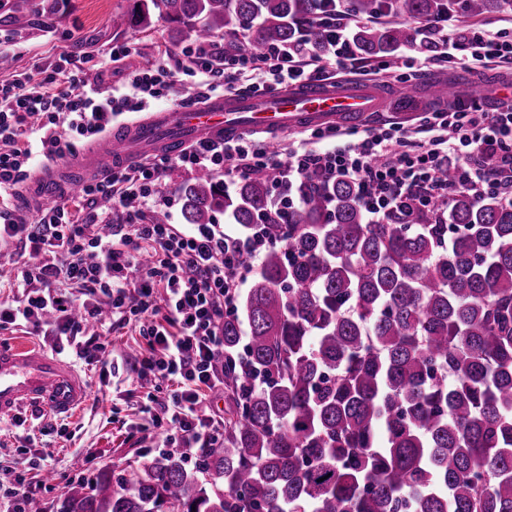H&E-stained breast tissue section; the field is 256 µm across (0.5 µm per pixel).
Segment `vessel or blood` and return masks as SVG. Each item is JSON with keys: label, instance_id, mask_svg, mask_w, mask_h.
Masks as SVG:
<instances>
[{"label": "vessel or blood", "instance_id": "b4317fda", "mask_svg": "<svg viewBox=\"0 0 512 512\" xmlns=\"http://www.w3.org/2000/svg\"><path fill=\"white\" fill-rule=\"evenodd\" d=\"M388 109V99L373 88L321 81L268 95L230 94L173 112H153L134 124L113 127L105 139L111 145L110 160L126 165L158 147L174 155L203 138H233L250 130L278 131L301 123L331 126L342 115L379 116ZM86 397L83 379L56 355L0 343V417L24 408L68 416Z\"/></svg>", "mask_w": 512, "mask_h": 512}]
</instances>
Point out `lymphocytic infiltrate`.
Returning <instances> with one entry per match:
<instances>
[{
    "mask_svg": "<svg viewBox=\"0 0 512 512\" xmlns=\"http://www.w3.org/2000/svg\"><path fill=\"white\" fill-rule=\"evenodd\" d=\"M321 18L331 52L322 57L300 45L283 44L257 55L248 44L226 56L209 41L190 44L174 66L133 72V95L162 98L167 87L190 78L200 96L238 91L247 84L261 93L296 83L325 80L330 69L355 66L357 54L346 23L349 0H332ZM447 60L464 67L512 65V37L471 25L448 32L447 16L427 24ZM69 54H60L44 90L30 78H0V197L17 187L41 161L74 156L78 142L101 138L113 122L132 111L133 95L103 88L97 78L79 76ZM428 141L411 142L402 127L374 129L358 142L333 146L335 128L312 130L320 149L300 147L287 158L257 144L251 135L204 139L180 155L115 166L65 196L32 224L0 209V250L23 244L28 258L15 268L20 298L0 302V329L20 327L48 341L56 354L75 349L86 364L110 366L106 339L114 325L135 324L145 344L132 362L138 381L152 385L143 411L151 423L145 435L160 432L161 448L193 458L195 449L224 439V420L207 397L224 383V312L247 279L242 256H259L258 230L221 224H160L156 207L171 206L159 185L169 172L191 177L201 172L236 183L258 170L276 171L270 194L272 216L300 206L306 183L352 182L370 223L402 214L416 202L429 208L459 188L492 194L512 203V107L487 111L478 100L444 108L440 122L426 126ZM450 168L454 181L442 180ZM111 200L124 223L96 211L98 198Z\"/></svg>",
    "mask_w": 512,
    "mask_h": 512,
    "instance_id": "obj_1",
    "label": "lymphocytic infiltrate"
}]
</instances>
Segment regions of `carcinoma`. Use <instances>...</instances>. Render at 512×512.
<instances>
[{
    "label": "carcinoma",
    "instance_id": "cac0c4a2",
    "mask_svg": "<svg viewBox=\"0 0 512 512\" xmlns=\"http://www.w3.org/2000/svg\"><path fill=\"white\" fill-rule=\"evenodd\" d=\"M60 0H0L18 29ZM137 26L178 24L238 51L298 43L328 51L323 0H137ZM504 0H463L483 17ZM451 0H353L397 23L353 31L358 53L394 64L433 51L417 22ZM437 100L453 82L430 83ZM272 176L231 191L210 174L185 189L188 224L222 212L243 229L268 207ZM446 224H371L357 188L309 193L288 224H264L249 291L224 313V442L195 468L162 454L70 482L56 512H512V205L455 189L433 202Z\"/></svg>",
    "mask_w": 512,
    "mask_h": 512
}]
</instances>
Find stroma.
Instances as JSON below:
<instances>
[{
	"mask_svg": "<svg viewBox=\"0 0 512 512\" xmlns=\"http://www.w3.org/2000/svg\"><path fill=\"white\" fill-rule=\"evenodd\" d=\"M135 5L136 0H62L52 20L32 18L20 31L9 15L0 11V55L12 59L15 71L29 72L39 80L52 71L58 53L63 51L70 54L73 70L87 74L95 73L106 52L116 44L131 47L129 63L136 69L162 63L165 54H180L188 41L175 25L161 19L145 30L127 25L126 18ZM428 78L455 80L459 99L468 100L475 80L490 88L497 81L512 80V68L491 66L477 74L452 62L428 64L422 75L408 83L414 105L389 115L390 122L402 125L417 142L425 138L420 130L424 110L437 105L423 87ZM141 342L134 327L114 330L107 347L112 372L104 377L75 353L63 354V361L88 387L85 402L77 415L67 419L65 432L47 435L37 427L20 429L10 421L0 422V512H9L11 504L5 493L16 473L25 474L36 486L46 512H56L63 493L58 478L70 473L74 459L84 460L82 477L91 482L113 462L139 467L155 458V449L135 430L144 420L140 408L145 390L137 383L129 361Z\"/></svg>",
	"mask_w": 512,
	"mask_h": 512,
	"instance_id": "stroma-1",
	"label": "stroma"
}]
</instances>
